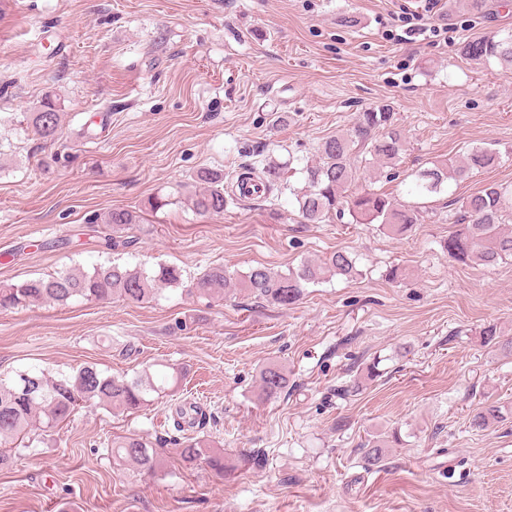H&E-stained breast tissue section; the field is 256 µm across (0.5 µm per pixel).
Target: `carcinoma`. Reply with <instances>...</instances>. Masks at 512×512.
<instances>
[{"label": "carcinoma", "instance_id": "carcinoma-1", "mask_svg": "<svg viewBox=\"0 0 512 512\" xmlns=\"http://www.w3.org/2000/svg\"><path fill=\"white\" fill-rule=\"evenodd\" d=\"M466 56L475 60H497L512 67V30L500 35L479 38L464 46ZM29 122L43 139H53L61 125V113L54 101L46 100L36 111L29 113ZM367 155L364 163L381 169L394 168L405 151L401 133L394 127L393 112L387 104L377 105L358 113L353 130L325 139L317 148L316 159L302 168L305 186L292 190L293 209L300 224H323L346 210L359 224H377L394 236L405 235L416 223L415 213L399 205L383 193L350 191L357 174L356 148ZM499 162L497 152L484 146L471 147L460 160L437 161L418 172L415 187L421 193H439L451 181H458L474 172L488 169ZM285 171L282 163L271 158L262 168L252 166L239 173V182L250 184L247 194L265 200L280 189ZM192 181L197 184L190 201L200 216H220L237 197L224 190V174L207 168L198 170ZM512 220V187L488 184L462 199L457 223L460 229L448 236L445 249L448 257L463 264L494 265L512 259V232L503 224ZM101 222L112 226V233L104 236L108 249H126L136 244L133 238L120 233L132 224L143 223L136 210L114 209L103 220L92 217L90 224ZM333 273L347 281L362 275L356 259L338 250L320 262H304L286 273L275 272L257 265L235 280L224 266H213L197 275L189 291L199 298L222 297L226 290L239 288L257 299L281 307L294 304L303 288L318 284L326 273ZM183 284L182 270L161 264L148 273L145 270L117 263L100 264L90 272L61 271L22 281L0 285V308L35 306L44 303L66 304L73 298L105 300L119 298L131 303L149 300L158 286ZM503 335L492 324L482 330L484 342L495 344L512 352V338L500 340ZM288 387V376L283 368L270 364L260 372L259 397L268 400L280 396ZM165 388L148 377L130 380L107 375L94 366H84L73 375L52 376L43 370L19 371L13 376L0 374V446L13 445L24 438L36 418L43 419L47 428L67 421L81 404L104 406L113 411L136 409L147 402L146 395L157 394ZM501 407L488 405L472 416L476 429L504 421ZM174 425L182 428H200L206 419L199 417V408L178 405L174 410ZM401 443L398 430L370 441L364 448V463L376 466L383 461L385 451ZM112 457L135 463L154 471L159 465L156 452L146 442L134 437L115 439L111 444ZM180 459L191 464L203 457L217 472L224 473V455L210 450L202 441L188 439L178 443Z\"/></svg>", "mask_w": 512, "mask_h": 512}]
</instances>
